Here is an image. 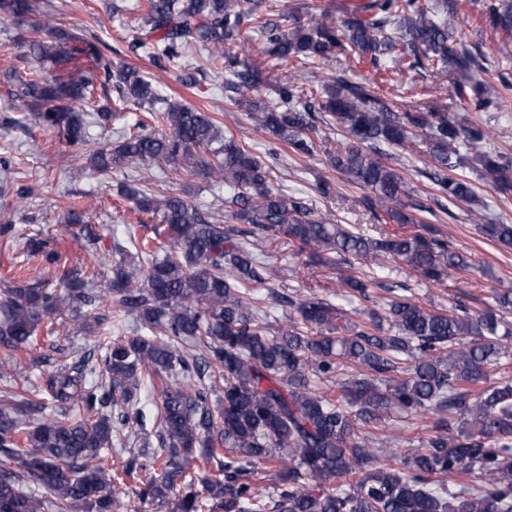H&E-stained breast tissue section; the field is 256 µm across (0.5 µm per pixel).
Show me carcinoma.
Returning <instances> with one entry per match:
<instances>
[{
  "label": "carcinoma",
  "mask_w": 512,
  "mask_h": 512,
  "mask_svg": "<svg viewBox=\"0 0 512 512\" xmlns=\"http://www.w3.org/2000/svg\"><path fill=\"white\" fill-rule=\"evenodd\" d=\"M145 36L131 48L155 49L159 61L196 52L224 66V93L242 102L267 81L261 61L238 68L232 48L262 38L261 56L293 68L274 86L272 106L253 117L294 156L316 152L317 122L349 140L327 152L335 169L371 188L360 203L381 223L415 224L395 205L410 197L405 177L388 164V149L426 148L434 191L450 203L476 201L457 170L460 154L488 131L455 112L401 110L383 94L381 56L440 75L459 72L464 109L486 112L503 99L491 96L484 69L448 31V3L424 0H346L342 19L321 14L286 31L242 8L243 0H146ZM486 22L502 33L500 52L512 44V0H480ZM32 15L21 44L50 60L58 73L16 69L11 94L36 108L38 124L69 146L87 143L88 129L109 119L94 107L98 90L115 81L117 101L154 105L152 81L112 57L82 33L56 43L52 18L39 0H0V16ZM349 57L380 74L373 83L336 78L321 91L305 90L300 68L317 60ZM91 68L64 78L73 60ZM154 131H140L95 149L90 162L102 176L130 163L176 165L189 175L224 182V221L177 195L125 184L120 195L134 203L140 222L159 221L170 248L148 254L141 282L124 260L119 241L98 247L101 234L91 209L74 206L59 218L86 242V261L70 267L58 284L36 280L0 290V350L31 347L36 333H56L71 316L76 334L93 335L104 352L102 370L76 350L51 344L56 358L36 354L32 367L52 366L44 388L19 385L17 365L0 360L9 397L0 407V512H124L121 489L140 471L157 473L139 493L153 504L175 494V512H512V284L492 290L479 313L464 301L443 311L421 304L410 289L387 288L379 307L348 309L319 290L297 297L274 291L254 297L253 286L278 270L257 251L283 246L335 268L353 256L361 265L400 260L424 279L442 283L470 267L451 242L414 232L385 230L367 237L344 224L316 218L306 203L269 187V159L243 138L224 131L212 115L180 102L150 109ZM474 160L501 193L512 192V160L478 153ZM30 256L61 262L53 239L26 238ZM349 296L370 300V280L341 274ZM268 307L291 309L287 325L267 320ZM136 324L163 338L114 336L112 325ZM150 384L157 396L159 448L129 455L119 469L102 465L107 451L146 431L148 416L138 394ZM393 412L432 420V435L400 456L392 440L363 432ZM215 463L202 480L187 463ZM272 471L263 487L262 472ZM346 478L340 489L332 482ZM45 490L46 494L39 493Z\"/></svg>",
  "instance_id": "obj_1"
}]
</instances>
